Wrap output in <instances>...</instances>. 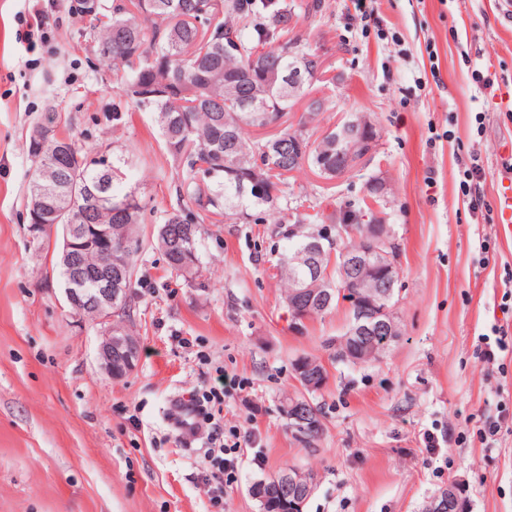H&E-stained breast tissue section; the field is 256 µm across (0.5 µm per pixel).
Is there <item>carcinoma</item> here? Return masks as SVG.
Masks as SVG:
<instances>
[{"mask_svg": "<svg viewBox=\"0 0 512 512\" xmlns=\"http://www.w3.org/2000/svg\"><path fill=\"white\" fill-rule=\"evenodd\" d=\"M320 8L321 0H100L95 11L89 0H70L68 5L69 11L88 18L85 37L102 48L98 60L122 71L127 102L153 114L175 164L178 204L164 214L157 231L171 270L190 282L200 277L198 245L207 222L277 224L288 241L280 259L285 301L292 311L312 318L323 305L309 290L329 291L334 307L339 298H352L355 288L336 274L327 276L330 263L336 271L342 265L341 252L331 255L330 239L323 233L316 239L288 220V211L297 208L288 172L305 164L334 171L346 160L328 153L334 130L315 145L307 143V155L290 159V129L258 139L251 137V129L280 125L297 100L312 98L311 85L296 96L289 94L286 77L300 64L298 56L322 58L298 29L299 20L316 17ZM290 50L294 55H288ZM55 128L56 113L49 111L30 137L34 170L27 224H110L112 247L130 244L121 271L131 292L117 304L130 336L144 206L134 193L120 189L123 158L93 155ZM105 173L111 174L112 202L85 216L84 205L98 192ZM40 185L60 188L67 197L66 213L38 205ZM319 221L331 230L342 229L351 250L366 247L365 225L358 223L351 205L343 203ZM315 240L322 253L314 258L320 274L312 277L294 258ZM259 504L261 512L292 509L288 496L269 489Z\"/></svg>", "mask_w": 512, "mask_h": 512, "instance_id": "cac0c4a2", "label": "carcinoma"}]
</instances>
